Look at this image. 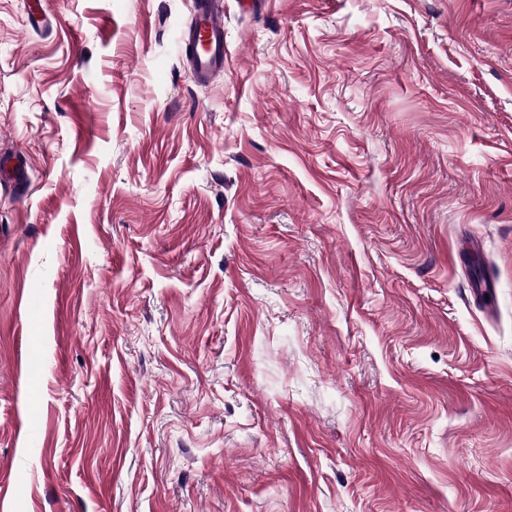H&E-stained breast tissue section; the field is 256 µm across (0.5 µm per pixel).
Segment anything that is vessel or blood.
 Returning a JSON list of instances; mask_svg holds the SVG:
<instances>
[{
	"mask_svg": "<svg viewBox=\"0 0 512 512\" xmlns=\"http://www.w3.org/2000/svg\"><path fill=\"white\" fill-rule=\"evenodd\" d=\"M189 75L209 82L224 70V0H193L192 19L183 36Z\"/></svg>",
	"mask_w": 512,
	"mask_h": 512,
	"instance_id": "1",
	"label": "vessel or blood"
}]
</instances>
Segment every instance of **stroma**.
I'll list each match as a JSON object with an SVG mask.
<instances>
[{
    "instance_id": "stroma-1",
    "label": "stroma",
    "mask_w": 512,
    "mask_h": 512,
    "mask_svg": "<svg viewBox=\"0 0 512 512\" xmlns=\"http://www.w3.org/2000/svg\"><path fill=\"white\" fill-rule=\"evenodd\" d=\"M0 0V512H512V0ZM193 82H209L224 70V1L193 0L192 19L182 37Z\"/></svg>"
}]
</instances>
